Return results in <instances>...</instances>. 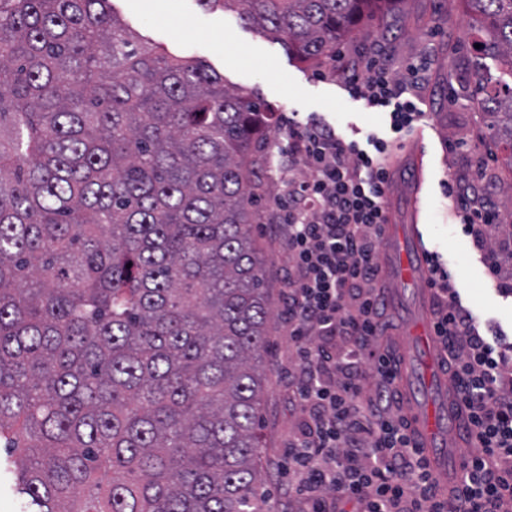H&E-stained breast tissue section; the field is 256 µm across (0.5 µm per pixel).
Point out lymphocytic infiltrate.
I'll return each mask as SVG.
<instances>
[{
    "label": "lymphocytic infiltrate",
    "instance_id": "f902f5d3",
    "mask_svg": "<svg viewBox=\"0 0 512 512\" xmlns=\"http://www.w3.org/2000/svg\"><path fill=\"white\" fill-rule=\"evenodd\" d=\"M427 59L394 66L386 44L354 56L331 53L325 75L342 78L366 108L391 107L397 136L417 121L415 100ZM287 152H271L270 168H288V191L277 204L280 236L288 246L284 291L291 374L302 420L288 442V484L308 512H331L340 495L356 512H512V390L504 391L503 355L482 336L459 301L447 270L429 259L430 286L443 301L434 331L446 352L456 401L465 409L464 435L475 454L460 466L447 497L433 478L410 425L393 410L398 361L374 343L386 328L375 283L379 232L386 221L389 149L345 143L330 125L289 121ZM495 175L477 164L452 199L457 218L477 246H486L499 212L488 198ZM374 361L367 384L364 358Z\"/></svg>",
    "mask_w": 512,
    "mask_h": 512
}]
</instances>
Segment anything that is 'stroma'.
<instances>
[{
  "mask_svg": "<svg viewBox=\"0 0 512 512\" xmlns=\"http://www.w3.org/2000/svg\"><path fill=\"white\" fill-rule=\"evenodd\" d=\"M112 6L143 40L205 61L223 75L226 87L257 89L261 110L276 113L280 120L314 118L345 140L361 144L390 122L388 113L364 109L342 79L319 77L317 66L241 23L235 13L205 11L198 0H112ZM469 28L463 0H400L394 11L363 20L336 49L348 53L387 38L397 57L428 56L430 69L418 102L423 112L419 124L428 135V159L424 171H417L411 136L391 144L389 154L396 168L388 198L390 213L395 223H406L412 200H419L418 218L428 253L451 274L462 306L479 322L487 341L506 347L512 345V291L502 288L501 281L512 277V209L500 208L490 248L483 251L463 232L448 197L449 184L471 173L477 161H485L496 172L507 168L494 153L475 149L466 140L479 94ZM253 234L262 250L270 294L279 298L281 277L289 265L288 248L263 219L254 225ZM492 250L500 262L495 274L489 270ZM422 313L417 285L390 288L386 318L393 325L392 346L402 347ZM266 359L272 372L261 420L269 449L265 489L280 512H301L299 498L289 492L278 467L301 416L289 397L288 370L293 360L287 337L271 333Z\"/></svg>",
  "mask_w": 512,
  "mask_h": 512,
  "instance_id": "stroma-1",
  "label": "stroma"
}]
</instances>
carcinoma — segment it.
<instances>
[{"label": "carcinoma", "mask_w": 512, "mask_h": 512, "mask_svg": "<svg viewBox=\"0 0 512 512\" xmlns=\"http://www.w3.org/2000/svg\"><path fill=\"white\" fill-rule=\"evenodd\" d=\"M109 2L0 0V448L25 449L30 512H273L252 235L271 119ZM199 2L319 60L395 0ZM464 2L512 74V0ZM477 76L511 191L512 83Z\"/></svg>", "instance_id": "obj_1"}]
</instances>
